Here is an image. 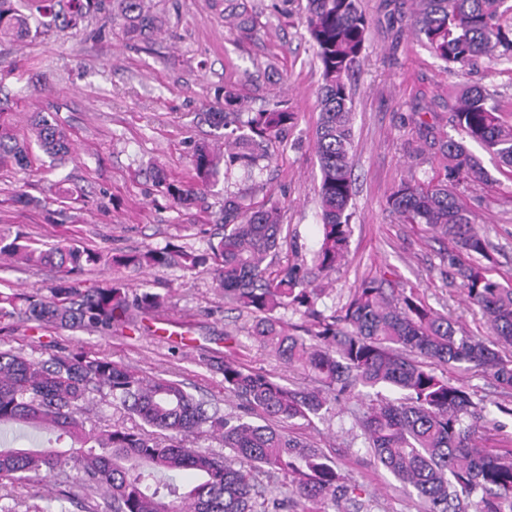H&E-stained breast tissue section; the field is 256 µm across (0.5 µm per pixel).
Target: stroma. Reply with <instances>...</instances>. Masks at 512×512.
I'll return each instance as SVG.
<instances>
[{"instance_id":"stroma-1","label":"stroma","mask_w":512,"mask_h":512,"mask_svg":"<svg viewBox=\"0 0 512 512\" xmlns=\"http://www.w3.org/2000/svg\"><path fill=\"white\" fill-rule=\"evenodd\" d=\"M413 0H361L368 36L353 89V196L346 262L317 283L319 309L340 310L354 288L370 278L392 288H412L461 330L488 335L479 310L470 305L461 279L447 261L454 243L426 225L409 224L387 205L404 180L446 182L440 150L453 135L449 107L461 84L498 92V108L512 122V61H481L467 74L448 71L419 41L409 18ZM155 17L150 31H130L119 0L90 15L80 30L66 28L68 6L57 0L58 18L43 25L32 15L24 30L0 35V124L18 139L29 136L32 116L51 112L67 129L72 151L64 162L33 149L29 166L0 162V234L50 246L65 240L102 252L174 244L202 250L221 233L225 192H249L255 203L279 201L288 233L275 266L311 260L320 240V171L314 151L321 65L304 26L306 0H145ZM232 96L237 112L280 105L295 123L274 163L251 173L238 170L199 194L194 206L174 208L155 186L153 166L169 179L192 181L197 146L224 151L218 130L201 120L206 105ZM488 182L460 183L456 192L472 223L493 245L488 275H512V171L482 151ZM33 203H17L19 193ZM59 270L25 266L0 256V290L35 291L50 286ZM83 279L121 278L130 290L167 297L151 319V332L120 329L112 335L30 328L0 321V348L34 360L74 347L104 355L141 374L182 383L227 414H242L215 371L233 361L282 383L315 389L300 371L280 361L252 334L247 311L226 301L210 267L187 272L86 267ZM468 387L494 425L491 448H512V391H502L476 370L444 368ZM370 388L332 405L323 418L295 420L291 432L320 449L340 470L362 484L359 512H420L413 489L376 467L362 438L350 433L353 416L374 399ZM76 472L42 481L0 477V497L16 512H47L73 489Z\"/></svg>"}]
</instances>
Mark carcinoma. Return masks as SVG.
Listing matches in <instances>:
<instances>
[{
  "instance_id": "obj_1",
  "label": "carcinoma",
  "mask_w": 512,
  "mask_h": 512,
  "mask_svg": "<svg viewBox=\"0 0 512 512\" xmlns=\"http://www.w3.org/2000/svg\"><path fill=\"white\" fill-rule=\"evenodd\" d=\"M0 0V31L22 23L21 14ZM31 12L52 14L56 0H17ZM70 27L76 29L90 11L104 10L106 0H68ZM506 0H418L412 25L425 48L452 71L480 57L512 60V13ZM130 29L147 27L151 17L143 0H121ZM306 29L322 68L318 99L320 119L314 150L318 158L321 238L314 267L306 261L274 273L263 266L281 239L283 224L277 202L257 205L245 194L224 197V233L204 251L147 248L103 253L77 244L36 247L21 237L4 242L0 255L31 265L54 264L63 272L42 291H0V320H18L33 328L83 330L110 335L120 327L162 308L166 297L130 293L114 280L87 287L79 273L103 264L115 270L177 266L194 271L210 265L224 294L257 319L258 336L286 364L310 374L321 388L305 391L232 361L216 364L224 389L241 404L263 415L258 424L242 416L226 417L208 408L184 386L163 377H144L107 357L78 349L60 350L45 360L0 349V425H38L53 435L41 450L0 448V476L17 480L48 478L72 465L78 487L105 494L109 512H347L362 490L313 445L288 433L296 419L321 416L332 402L358 386L382 387L402 394L379 397L354 417L373 463L413 487L424 512H512V448H482L477 433L484 415L462 385L435 372L432 365L475 368L504 391L512 390V286L487 277L481 262L455 269L478 307L492 338L454 328L448 317L424 304L414 289L389 295L376 279L363 281L341 311L318 309L323 289L312 287V270L328 275L348 255L353 216L351 150L353 100L348 78L360 63L368 21L360 0H307ZM453 127L468 140L512 168V124L502 122L492 95L481 86L466 87L451 106ZM224 128V161L202 145L193 156L194 184L167 178L160 168L155 182L172 203L194 204L202 190L217 185L221 173L271 162L295 113L266 108L247 113L208 112ZM35 143L49 157L70 152L65 129L43 113L33 116ZM452 182L403 181L388 197L389 208L409 224H425L451 239L469 255L490 261V243L476 232L454 186L461 180L481 182L487 173L464 145L442 142ZM29 162V147L0 127V158ZM292 311L307 319L306 336L290 332L280 317ZM136 414L152 431H132L114 424L87 429L79 417L90 396ZM210 432L224 440L237 464L189 448L184 439ZM282 472L292 477L289 494L265 498L256 473ZM183 474L193 482L183 489Z\"/></svg>"
}]
</instances>
